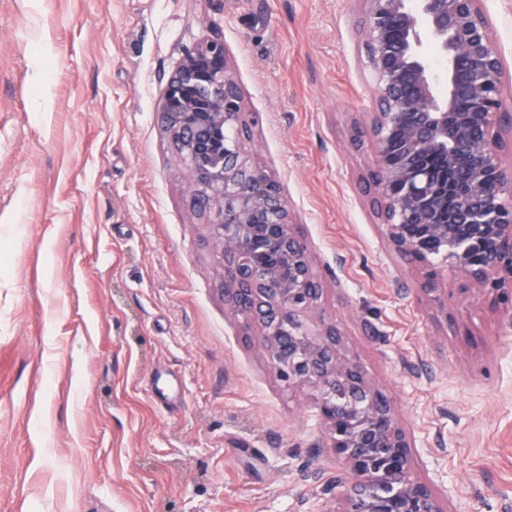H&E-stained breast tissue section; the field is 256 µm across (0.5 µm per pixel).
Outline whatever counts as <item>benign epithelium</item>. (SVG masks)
Returning a JSON list of instances; mask_svg holds the SVG:
<instances>
[{
	"mask_svg": "<svg viewBox=\"0 0 512 512\" xmlns=\"http://www.w3.org/2000/svg\"><path fill=\"white\" fill-rule=\"evenodd\" d=\"M369 75L380 106L375 165L384 234L393 250L445 268L484 290L512 284V179L494 131L503 105L500 61L479 0H363ZM429 33L446 64L444 90L423 50ZM471 102L456 111L460 93ZM164 127L187 163L194 202L224 261V301L259 330L279 379L316 393L327 444L349 482L342 512H445L412 472L394 408L341 353L336 325L310 330L323 288L288 202L246 167L227 131L243 115L224 42L183 59L160 103Z\"/></svg>",
	"mask_w": 512,
	"mask_h": 512,
	"instance_id": "1",
	"label": "benign epithelium"
}]
</instances>
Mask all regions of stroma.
<instances>
[{
  "label": "stroma",
  "instance_id": "1",
  "mask_svg": "<svg viewBox=\"0 0 512 512\" xmlns=\"http://www.w3.org/2000/svg\"><path fill=\"white\" fill-rule=\"evenodd\" d=\"M479 8L512 104V0ZM213 38L415 475L446 512H512V301L424 292L383 234L363 0H0V512L343 508L318 401L225 305L159 112Z\"/></svg>",
  "mask_w": 512,
  "mask_h": 512
}]
</instances>
